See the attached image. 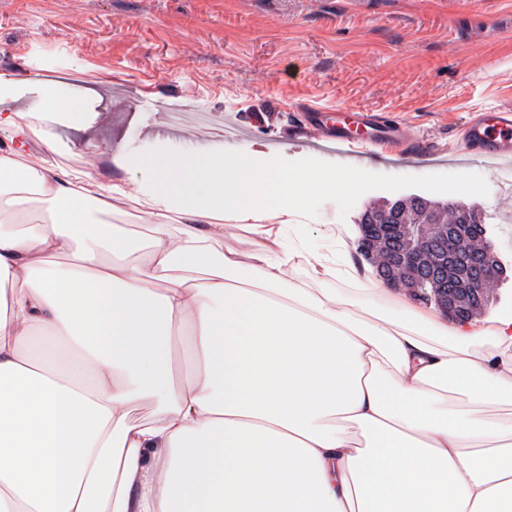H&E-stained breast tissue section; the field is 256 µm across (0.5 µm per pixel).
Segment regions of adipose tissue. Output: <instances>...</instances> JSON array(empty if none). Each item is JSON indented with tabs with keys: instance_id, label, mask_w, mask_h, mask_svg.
Listing matches in <instances>:
<instances>
[{
	"instance_id": "adipose-tissue-1",
	"label": "adipose tissue",
	"mask_w": 512,
	"mask_h": 512,
	"mask_svg": "<svg viewBox=\"0 0 512 512\" xmlns=\"http://www.w3.org/2000/svg\"><path fill=\"white\" fill-rule=\"evenodd\" d=\"M1 125L0 512H512V314L361 305L352 265L282 248L300 190L348 192L357 170L188 147L125 155L106 182L27 162L22 142L55 134L25 112ZM131 173L134 262L107 220ZM177 372L181 380L190 378L193 372V363L190 357V336L182 328L180 335L176 336Z\"/></svg>"
}]
</instances>
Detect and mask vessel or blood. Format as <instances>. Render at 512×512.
<instances>
[{"label":"vessel or blood","mask_w":512,"mask_h":512,"mask_svg":"<svg viewBox=\"0 0 512 512\" xmlns=\"http://www.w3.org/2000/svg\"><path fill=\"white\" fill-rule=\"evenodd\" d=\"M300 127L318 131L331 144L356 150L370 144L384 149L409 147L422 153L420 143L409 142L403 123L374 111L341 106L326 109L316 104L297 103L294 107ZM462 150L473 159L512 160V107H496L478 113L462 133Z\"/></svg>","instance_id":"vessel-or-blood-1"}]
</instances>
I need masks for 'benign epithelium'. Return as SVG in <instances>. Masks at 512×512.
Returning <instances> with one entry per match:
<instances>
[{
	"mask_svg": "<svg viewBox=\"0 0 512 512\" xmlns=\"http://www.w3.org/2000/svg\"><path fill=\"white\" fill-rule=\"evenodd\" d=\"M418 203V197L397 200L382 215L364 219L358 250L384 249L385 263L378 268L384 284L405 286L416 300H435L448 319L468 321L482 304L484 288L503 274V267L475 213L458 210L447 224L403 223L398 213Z\"/></svg>",
	"mask_w": 512,
	"mask_h": 512,
	"instance_id": "7a95c632",
	"label": "benign epithelium"
}]
</instances>
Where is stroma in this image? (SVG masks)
<instances>
[{
  "label": "stroma",
  "instance_id": "stroma-1",
  "mask_svg": "<svg viewBox=\"0 0 512 512\" xmlns=\"http://www.w3.org/2000/svg\"><path fill=\"white\" fill-rule=\"evenodd\" d=\"M476 18L484 35L468 41L458 0H0V72L17 80L13 110L35 112L46 79L94 92L80 126L53 119L54 147L26 142L48 168L105 173L125 154L186 143L266 153L276 138L282 170L329 169L333 153L306 146L288 113L268 116L271 99L398 115L428 155L367 161L354 191L309 193L284 243L374 281L376 260L356 250L365 210L412 196L475 209L505 269L474 316L487 326L512 312V191L494 194L498 170L464 155L460 137L476 112L512 105V0H478ZM228 126L239 137H222ZM127 192L111 221L138 247L137 179Z\"/></svg>",
  "mask_w": 512,
  "mask_h": 512
}]
</instances>
